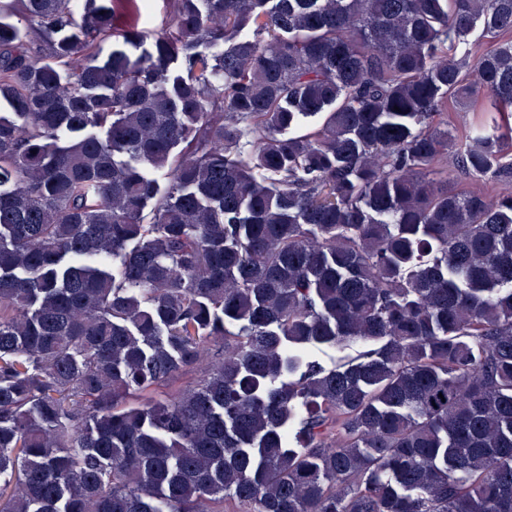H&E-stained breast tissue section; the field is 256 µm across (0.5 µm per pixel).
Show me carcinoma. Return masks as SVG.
<instances>
[{
  "label": "carcinoma",
  "instance_id": "obj_1",
  "mask_svg": "<svg viewBox=\"0 0 512 512\" xmlns=\"http://www.w3.org/2000/svg\"><path fill=\"white\" fill-rule=\"evenodd\" d=\"M122 1L0 0V512H512V0ZM147 3L140 9L141 18L138 20L139 28L147 35L148 41L161 29L163 18L167 9L166 0H138V3ZM145 14L149 19L145 20ZM374 346L372 345H363V344H356L352 347H349L345 350H334L331 348H322V349H316L314 351L317 359L327 367L332 366L335 362H340L341 359H350L358 356L362 352H365Z\"/></svg>",
  "mask_w": 512,
  "mask_h": 512
}]
</instances>
